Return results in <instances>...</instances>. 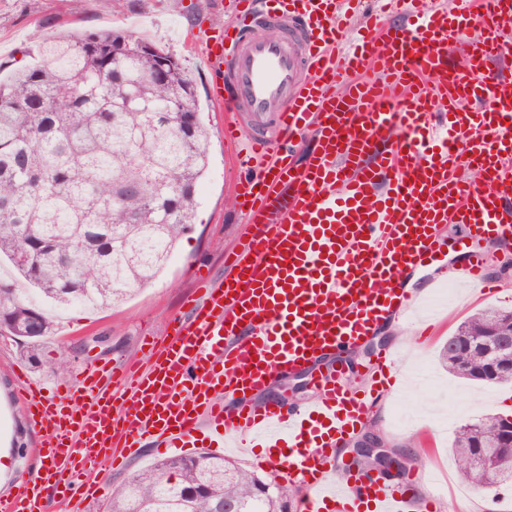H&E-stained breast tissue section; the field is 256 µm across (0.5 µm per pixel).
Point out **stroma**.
I'll use <instances>...</instances> for the list:
<instances>
[{"mask_svg":"<svg viewBox=\"0 0 512 512\" xmlns=\"http://www.w3.org/2000/svg\"><path fill=\"white\" fill-rule=\"evenodd\" d=\"M229 19L224 0H0V63L18 60L34 63L40 43L66 31L79 29L122 30L150 39L172 54L193 75L209 129V168L199 187V203L193 223L171 255L164 271L149 284L131 292L117 304L98 311L73 307L65 311L56 334L41 340L39 363H32L24 341L9 333L0 334V434L35 447L38 436L30 427L16 395L14 366H22L29 378L49 391L73 382L89 361L100 363L133 361L141 366L152 362L149 340L164 336L169 322L186 314L184 302L194 293L199 275L223 277L225 258L240 250L252 228L238 213L232 188V161L224 147L223 115L216 111L209 92L210 74L202 48L194 39L197 22L210 32L223 30ZM448 250L433 266L419 271L408 291L426 303L438 289L452 287L445 309L432 317L411 311L409 320L397 327H380L358 349V366L368 365L372 352L383 343H398L402 358L401 375L386 408L369 424L390 447L410 459L420 471L414 492L425 498L436 496V512H464V499L455 492L462 483L450 451L451 429H438L433 419L444 416L453 426L502 410V388L487 389L454 377L442 367L439 350L449 334L477 310L485 307L512 308V279L497 269L503 257L501 242L470 240L464 230L447 225ZM486 254V276L498 284V291H484L463 282H450L448 272L461 268L466 253ZM69 369L59 373L57 360ZM408 404V421L402 429L392 427L389 407Z\"/></svg>","mask_w":512,"mask_h":512,"instance_id":"1","label":"stroma"}]
</instances>
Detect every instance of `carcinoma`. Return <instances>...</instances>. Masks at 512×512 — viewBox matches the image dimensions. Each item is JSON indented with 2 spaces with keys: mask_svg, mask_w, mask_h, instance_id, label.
<instances>
[{
  "mask_svg": "<svg viewBox=\"0 0 512 512\" xmlns=\"http://www.w3.org/2000/svg\"><path fill=\"white\" fill-rule=\"evenodd\" d=\"M209 130L194 80L172 55L132 32L85 31L46 40L40 61L0 79V328L35 345L54 308L106 307L151 282L192 224L209 167ZM512 333V309L485 308L448 337V373L484 387L512 383V350L494 383L474 344ZM489 414L460 424L451 452L476 491L512 486V446ZM293 485L222 456L176 454L133 472L109 512H291Z\"/></svg>",
  "mask_w": 512,
  "mask_h": 512,
  "instance_id": "1",
  "label": "carcinoma"
}]
</instances>
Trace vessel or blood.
<instances>
[{
  "label": "vessel or blood",
  "mask_w": 512,
  "mask_h": 512,
  "mask_svg": "<svg viewBox=\"0 0 512 512\" xmlns=\"http://www.w3.org/2000/svg\"><path fill=\"white\" fill-rule=\"evenodd\" d=\"M231 2L222 35H197L224 143L249 172L236 206L256 230L225 276L198 279L189 318L141 373L90 366L58 402L28 388L25 415L46 436L0 512H77L98 497L101 469L148 440L262 449L261 467L306 488L301 512H427L408 485L359 469L333 477L337 448L400 367L397 347L378 349L358 391L350 354L413 308L404 281L437 261L445 225L512 239V74L497 66L512 56V0H398L410 23L375 19L347 50L346 0ZM457 45L467 56L452 71ZM240 112L274 114V139L248 132ZM309 132L300 166L290 149ZM468 167L482 183L461 179ZM486 265L468 251L457 276L484 283ZM305 372L309 403L256 402L278 375Z\"/></svg>",
  "instance_id": "1"
}]
</instances>
